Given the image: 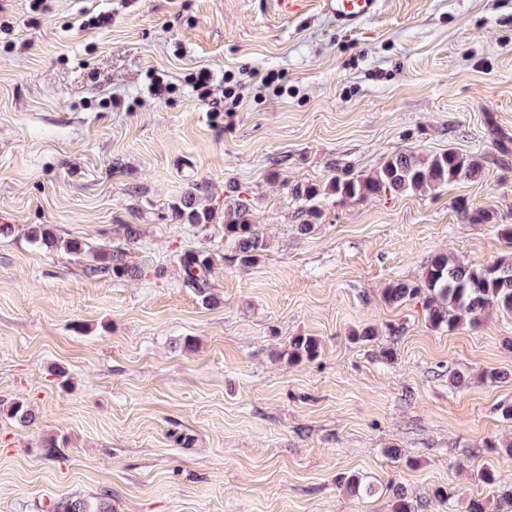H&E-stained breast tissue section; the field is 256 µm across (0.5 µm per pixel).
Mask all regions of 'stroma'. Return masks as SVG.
Wrapping results in <instances>:
<instances>
[{"instance_id":"35a3bbf8","label":"stroma","mask_w":512,"mask_h":512,"mask_svg":"<svg viewBox=\"0 0 512 512\" xmlns=\"http://www.w3.org/2000/svg\"><path fill=\"white\" fill-rule=\"evenodd\" d=\"M46 4L0 0V512L105 494L112 512H393L395 485L412 512H498L512 314L448 332L383 291L418 282L439 251L512 260V152L497 141L512 140V0H381L356 31L319 0ZM451 149L481 174L329 200L300 234L295 184ZM192 182L219 211L227 185L248 194L267 232L252 266L228 258L220 226L172 220ZM461 199L493 223L464 221ZM29 224L83 253L30 243ZM123 224L141 230V277L91 274ZM188 245L219 254L218 304L182 285ZM366 325L375 340L353 341ZM299 335L316 360L284 359ZM16 401L30 426L7 416ZM354 473L373 494L338 485Z\"/></svg>"}]
</instances>
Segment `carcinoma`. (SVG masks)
Segmentation results:
<instances>
[{"mask_svg": "<svg viewBox=\"0 0 512 512\" xmlns=\"http://www.w3.org/2000/svg\"><path fill=\"white\" fill-rule=\"evenodd\" d=\"M482 170L478 158L456 151L421 156L412 152H399L388 157L380 167L365 177L337 175L326 185L297 183L295 196L302 200L297 213L299 230L309 234L322 217L321 203L333 199L339 203L363 201L370 198L401 195L407 192L425 193L452 182L477 177ZM203 185L190 183L171 206L172 218L180 224L194 228L217 223L213 208L202 204ZM232 198L224 203L221 226L224 241L230 244L233 259L242 265L253 264L266 241L260 225L251 219L249 199L241 195L238 187L231 189ZM458 212L470 224H489L493 215L488 209H472L461 201ZM30 242L46 248L64 249L80 254L82 242L58 236L50 224H31L27 228ZM94 273L103 272L115 279H136L140 268L132 261L127 249L103 250L96 254ZM182 284L193 289L205 304L215 302L212 274L216 254L185 249L178 255ZM383 298L390 305H400L410 299H419L425 319L435 329L449 331L464 325L477 324L491 308L512 313V261L491 266L465 264L444 252H438L427 261L422 278L416 284L399 282L385 288ZM319 342L312 336H296L288 345L290 362L313 360L319 355ZM7 415L21 426L35 420L33 410L23 402H15ZM44 512H112L108 496L91 502L81 498H61L44 506Z\"/></svg>", "mask_w": 512, "mask_h": 512, "instance_id": "cac0c4a2", "label": "carcinoma"}]
</instances>
